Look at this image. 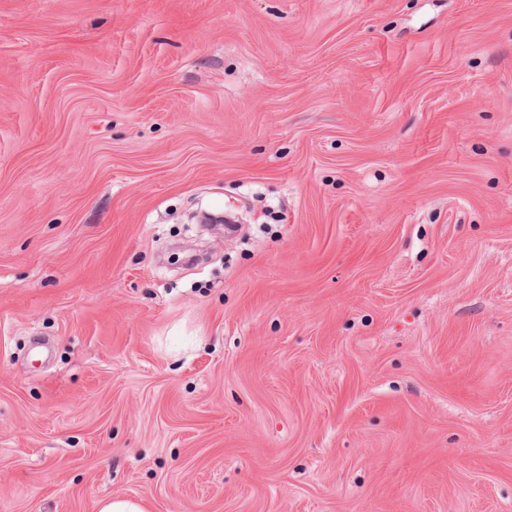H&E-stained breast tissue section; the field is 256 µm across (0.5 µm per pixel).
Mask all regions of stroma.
I'll use <instances>...</instances> for the list:
<instances>
[{
    "instance_id": "1",
    "label": "stroma",
    "mask_w": 512,
    "mask_h": 512,
    "mask_svg": "<svg viewBox=\"0 0 512 512\" xmlns=\"http://www.w3.org/2000/svg\"><path fill=\"white\" fill-rule=\"evenodd\" d=\"M512 512V0H0V512ZM95 508L97 512H149L144 501L126 497L99 500Z\"/></svg>"
}]
</instances>
